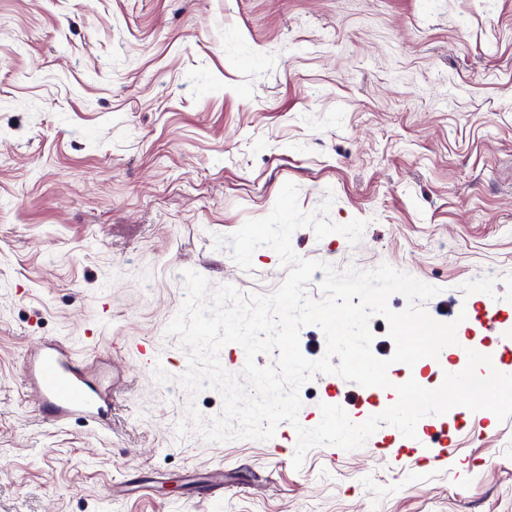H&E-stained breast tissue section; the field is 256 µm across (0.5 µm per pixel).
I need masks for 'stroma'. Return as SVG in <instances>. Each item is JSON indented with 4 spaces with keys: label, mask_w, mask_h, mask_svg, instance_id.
I'll use <instances>...</instances> for the list:
<instances>
[{
    "label": "stroma",
    "mask_w": 512,
    "mask_h": 512,
    "mask_svg": "<svg viewBox=\"0 0 512 512\" xmlns=\"http://www.w3.org/2000/svg\"><path fill=\"white\" fill-rule=\"evenodd\" d=\"M288 182L303 213L330 194L333 222H368L356 244L298 228L299 257L439 287L425 307L458 327L438 375L487 333L512 347V0H0V512H512V417L450 425L442 467L427 448L389 467L384 424L298 470L297 427L323 403L374 415L369 389L316 375L276 456L190 419L223 400L179 383L183 273L273 294L288 269L271 247L244 269L215 238ZM486 283L490 332L456 319ZM90 329L107 432L43 420L22 375L28 349L80 350ZM147 340L165 372L130 354ZM219 466L223 491L201 495Z\"/></svg>",
    "instance_id": "1"
}]
</instances>
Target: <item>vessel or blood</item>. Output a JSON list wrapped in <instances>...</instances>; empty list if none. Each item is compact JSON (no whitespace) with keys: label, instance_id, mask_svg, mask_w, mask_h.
I'll use <instances>...</instances> for the list:
<instances>
[{"label":"vessel or blood","instance_id":"obj_1","mask_svg":"<svg viewBox=\"0 0 512 512\" xmlns=\"http://www.w3.org/2000/svg\"><path fill=\"white\" fill-rule=\"evenodd\" d=\"M23 374L38 396V411L51 423L79 422L100 431L110 428L111 407L100 389L81 367L73 349L54 340L31 351L23 364ZM433 447V463L440 464L453 455L447 435L425 430Z\"/></svg>","mask_w":512,"mask_h":512}]
</instances>
